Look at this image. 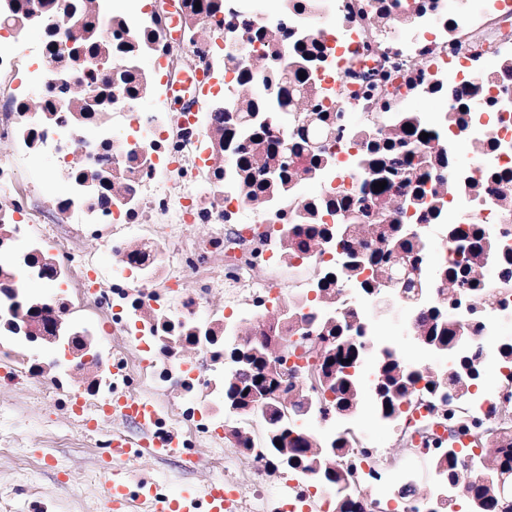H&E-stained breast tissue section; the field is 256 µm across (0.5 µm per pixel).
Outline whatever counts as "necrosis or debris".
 <instances>
[{
	"label": "necrosis or debris",
	"mask_w": 512,
	"mask_h": 512,
	"mask_svg": "<svg viewBox=\"0 0 512 512\" xmlns=\"http://www.w3.org/2000/svg\"><path fill=\"white\" fill-rule=\"evenodd\" d=\"M151 17L147 6L115 14L112 0H0V143L10 147L0 155V380L57 411L32 448L26 420L0 404V455L18 460L26 491L1 492L0 512H55L41 465L64 471L60 449L108 454L116 445L131 512H153L160 485L133 458L168 448L194 469L202 444L215 450L208 484L234 493V512H336L335 490L302 471L277 482L253 416L224 414V342L265 334L273 309L288 312V372L310 358L302 334L350 322L374 395L379 326L421 338L433 311L447 310L454 339L439 362L399 368L407 396L386 424L409 448L406 460L359 434L357 402L320 404L301 375L303 404L288 427L314 453L328 441L306 434L309 417L353 432L335 461L355 486L382 488L376 512H476L448 476L452 462L461 473L478 466L512 504V482L497 475L512 455V0H223L207 18L209 40L186 8L161 29ZM175 37L195 50L206 111L168 105ZM269 80L297 117L322 114L331 130L310 133L325 146L321 163L304 152L292 170L293 181L320 185L317 196L256 199L224 173L234 146L215 113L237 117L241 87L260 93ZM147 93L155 105L144 112ZM414 99L438 100L435 117L414 112ZM390 156L402 158L405 182L362 215L359 199ZM39 157L51 160L61 195L42 196L24 175L21 160ZM363 223L401 225L423 253L441 237L439 262L417 271L422 295L358 288L327 236ZM198 225L207 233L193 234ZM88 240L111 254L109 265L85 252ZM299 240L306 253H293ZM465 245L477 252L466 264ZM29 280L47 293L25 294ZM221 294L234 311L217 303ZM34 309L57 330L56 354L42 355L25 329ZM231 434L239 455L219 454Z\"/></svg>",
	"instance_id": "4bbe7bcc"
}]
</instances>
